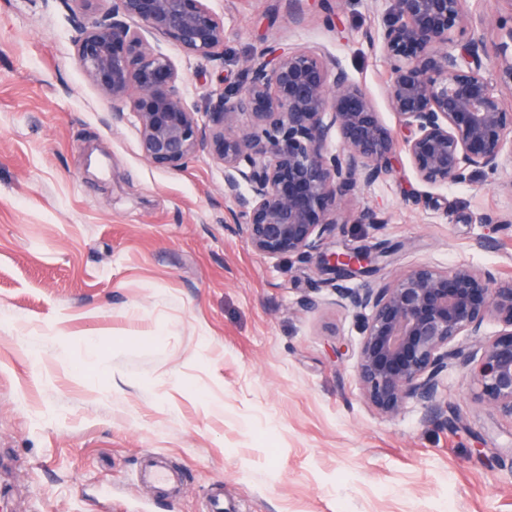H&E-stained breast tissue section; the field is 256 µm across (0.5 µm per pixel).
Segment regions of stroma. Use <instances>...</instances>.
Returning <instances> with one entry per match:
<instances>
[{"instance_id": "obj_1", "label": "stroma", "mask_w": 512, "mask_h": 512, "mask_svg": "<svg viewBox=\"0 0 512 512\" xmlns=\"http://www.w3.org/2000/svg\"><path fill=\"white\" fill-rule=\"evenodd\" d=\"M208 0L224 54L187 58L155 37L187 100L237 84L262 48H309L340 65L389 126L387 63L366 32L384 0ZM60 0H0V506L8 512H512V421L449 368L439 405L379 415L355 372L360 322L301 264L248 248L224 223V169L143 156L137 131L80 72ZM408 157L362 187L330 249L392 246L386 279L427 263L512 277V155L433 189ZM314 307H304L305 299Z\"/></svg>"}]
</instances>
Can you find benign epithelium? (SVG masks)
<instances>
[{
	"instance_id": "7a95c632",
	"label": "benign epithelium",
	"mask_w": 512,
	"mask_h": 512,
	"mask_svg": "<svg viewBox=\"0 0 512 512\" xmlns=\"http://www.w3.org/2000/svg\"><path fill=\"white\" fill-rule=\"evenodd\" d=\"M70 1L77 64L112 102V121L136 127L145 159L179 169L208 147L224 168V196L239 207L228 210L226 223L251 250L300 263L319 255L321 285L361 321L357 377L380 415L393 418L410 402L441 414L442 375L459 364L475 398L512 420V278L421 264L381 284L347 288L338 281L374 275L387 251L323 248L342 224L341 208L360 187L390 175L402 150L431 187L497 170L512 145V106L504 102L512 96V0H504L508 15L497 18L490 48L472 35L485 19L463 0H385L376 38L398 132L343 69L311 49L263 48L246 60L240 84L213 91L204 110L192 108L178 68L144 32L189 57H215L224 48V19L207 0H112L99 15L90 14L93 0ZM356 221L387 218L363 208ZM492 317L506 330L476 352L469 340Z\"/></svg>"
}]
</instances>
